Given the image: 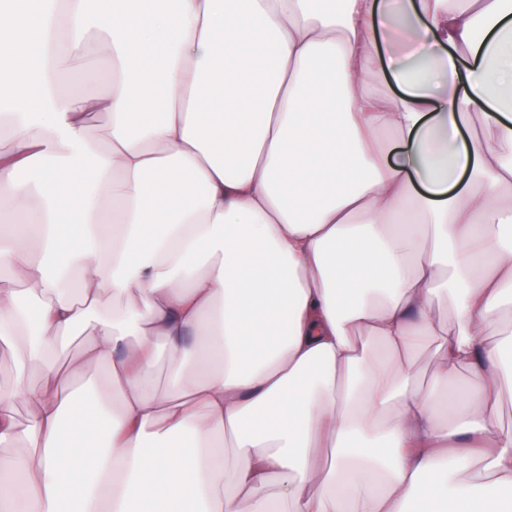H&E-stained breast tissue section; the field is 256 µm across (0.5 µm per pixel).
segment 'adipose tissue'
<instances>
[{"label":"adipose tissue","instance_id":"1","mask_svg":"<svg viewBox=\"0 0 512 512\" xmlns=\"http://www.w3.org/2000/svg\"><path fill=\"white\" fill-rule=\"evenodd\" d=\"M504 91L512 0H0V512H512Z\"/></svg>","mask_w":512,"mask_h":512}]
</instances>
